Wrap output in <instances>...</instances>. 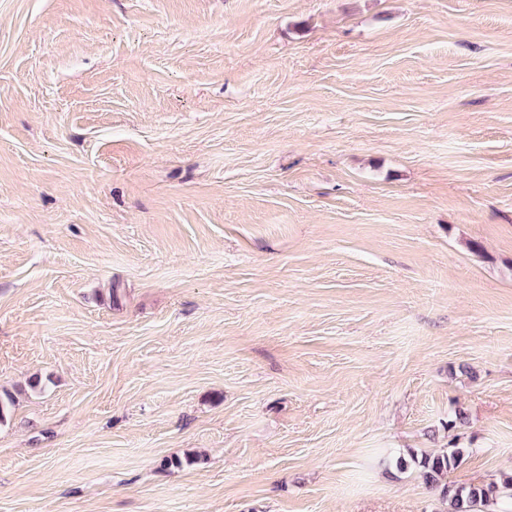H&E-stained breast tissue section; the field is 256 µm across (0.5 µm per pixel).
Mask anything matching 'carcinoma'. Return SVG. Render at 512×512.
Here are the masks:
<instances>
[{
  "label": "carcinoma",
  "instance_id": "obj_1",
  "mask_svg": "<svg viewBox=\"0 0 512 512\" xmlns=\"http://www.w3.org/2000/svg\"><path fill=\"white\" fill-rule=\"evenodd\" d=\"M473 449L451 444L432 454L418 455L407 449L380 460L387 468L404 472L410 468L448 504V512H512V474H503L489 484H457L448 474L457 469Z\"/></svg>",
  "mask_w": 512,
  "mask_h": 512
}]
</instances>
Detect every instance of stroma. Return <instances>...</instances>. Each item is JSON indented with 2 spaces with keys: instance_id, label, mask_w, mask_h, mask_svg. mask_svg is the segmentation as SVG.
<instances>
[{
  "instance_id": "obj_1",
  "label": "stroma",
  "mask_w": 512,
  "mask_h": 512,
  "mask_svg": "<svg viewBox=\"0 0 512 512\" xmlns=\"http://www.w3.org/2000/svg\"><path fill=\"white\" fill-rule=\"evenodd\" d=\"M6 393L0 512L512 472V0H0Z\"/></svg>"
}]
</instances>
